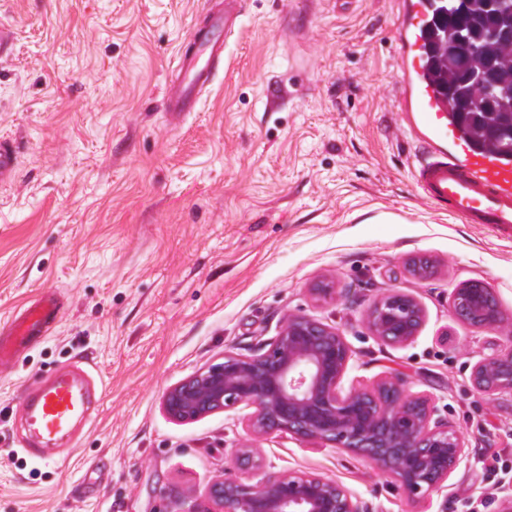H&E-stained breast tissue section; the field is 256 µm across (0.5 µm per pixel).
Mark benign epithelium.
<instances>
[{
	"label": "benign epithelium",
	"mask_w": 512,
	"mask_h": 512,
	"mask_svg": "<svg viewBox=\"0 0 512 512\" xmlns=\"http://www.w3.org/2000/svg\"><path fill=\"white\" fill-rule=\"evenodd\" d=\"M456 317L498 331L499 303L487 286L460 284L449 294ZM424 320L419 302L391 291L367 313L372 333L390 345H405ZM353 351L342 332L311 316H290L262 351H232L170 388L163 408L173 419L195 420L221 409L254 408L250 440L233 451L237 466L260 470L257 442L288 433L369 458L416 497L447 487L468 455V443L438 414L431 397L412 394L402 380L385 378L371 387L345 385ZM474 388L492 399L512 393V349L472 366ZM207 495L214 512H369L336 481L317 474H281L254 483L215 478Z\"/></svg>",
	"instance_id": "obj_1"
}]
</instances>
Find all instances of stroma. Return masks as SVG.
<instances>
[{"mask_svg":"<svg viewBox=\"0 0 512 512\" xmlns=\"http://www.w3.org/2000/svg\"><path fill=\"white\" fill-rule=\"evenodd\" d=\"M395 0H244L224 68L196 111H165L172 63L211 0H0V325L44 288L51 333L0 365V512H202L219 474H318L370 512H498L512 497V394L488 399L473 364L512 348V236L422 198L398 120ZM434 263L419 280L413 257ZM479 280L504 331L465 324L448 296ZM341 300L314 295L318 283ZM425 312L392 346L365 316L386 291ZM346 336V379L402 378L468 443L448 487L408 496L366 458L291 434L262 442L264 471L231 454L251 407L178 421L166 391L223 355L257 352L284 315ZM81 358L102 381L94 418L48 466L13 440L19 401ZM106 463L97 494L87 469Z\"/></svg>","mask_w":512,"mask_h":512,"instance_id":"stroma-1","label":"stroma"}]
</instances>
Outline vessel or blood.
I'll use <instances>...</instances> for the list:
<instances>
[{
  "label": "vessel or blood",
  "instance_id": "obj_1",
  "mask_svg": "<svg viewBox=\"0 0 512 512\" xmlns=\"http://www.w3.org/2000/svg\"><path fill=\"white\" fill-rule=\"evenodd\" d=\"M436 0H397V93L401 121L417 147L414 180L423 198L467 224L492 231H512V156L477 141L460 123L429 69L430 23ZM242 0H217L204 26L189 33V49L176 53L179 75L164 95L170 112L194 111L200 96L224 65V51L234 32ZM61 303L46 290L20 309L0 336V359H19L57 322ZM101 401L90 366L73 361L25 392L19 425L24 452L43 462L62 454L57 444L88 425Z\"/></svg>",
  "mask_w": 512,
  "mask_h": 512
}]
</instances>
